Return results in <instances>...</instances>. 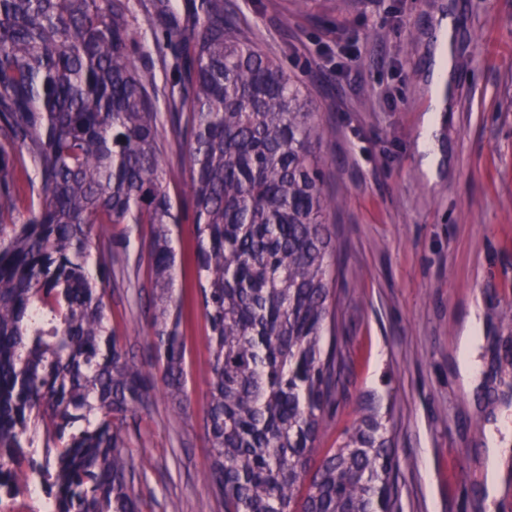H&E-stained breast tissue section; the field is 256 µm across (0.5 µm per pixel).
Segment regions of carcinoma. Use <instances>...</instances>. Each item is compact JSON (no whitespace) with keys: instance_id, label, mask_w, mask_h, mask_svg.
<instances>
[{"instance_id":"cac0c4a2","label":"carcinoma","mask_w":512,"mask_h":512,"mask_svg":"<svg viewBox=\"0 0 512 512\" xmlns=\"http://www.w3.org/2000/svg\"><path fill=\"white\" fill-rule=\"evenodd\" d=\"M142 7L164 25L157 46L179 76L168 90L129 58L131 0H0V448H33L42 431L56 512H139L127 420L156 382L105 320L120 261L107 225H150L155 359L180 407L164 106L192 165L223 512H402L391 413L367 406L336 447L319 448L347 357L316 107L239 36L224 0H193L187 36L173 0Z\"/></svg>"}]
</instances>
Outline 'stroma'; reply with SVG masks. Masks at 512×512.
<instances>
[{"mask_svg": "<svg viewBox=\"0 0 512 512\" xmlns=\"http://www.w3.org/2000/svg\"><path fill=\"white\" fill-rule=\"evenodd\" d=\"M246 40L302 82L326 134L323 189L338 200L339 343L349 369L322 438L335 447L366 403L393 410L405 459L403 512H512V484L487 503L489 424L512 408V0H224ZM453 22L454 76L442 106L437 47ZM432 125L429 148L420 145ZM166 188L180 211L174 296L186 344L181 411L156 387L130 421L141 512H220L204 407L212 353L198 284L200 243L186 144L167 133ZM145 224L113 229L126 259L107 325L154 374ZM482 319L481 380L458 384V341Z\"/></svg>", "mask_w": 512, "mask_h": 512, "instance_id": "obj_1", "label": "stroma"}]
</instances>
